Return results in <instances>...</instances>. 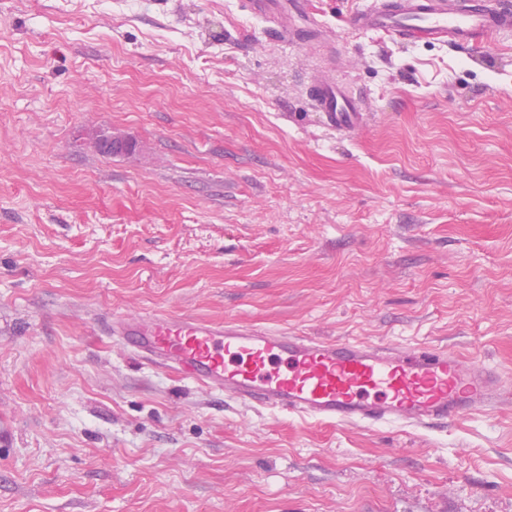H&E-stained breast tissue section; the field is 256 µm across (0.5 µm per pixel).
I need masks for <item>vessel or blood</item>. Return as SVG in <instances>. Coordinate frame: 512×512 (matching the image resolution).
<instances>
[{
  "label": "vessel or blood",
  "mask_w": 512,
  "mask_h": 512,
  "mask_svg": "<svg viewBox=\"0 0 512 512\" xmlns=\"http://www.w3.org/2000/svg\"><path fill=\"white\" fill-rule=\"evenodd\" d=\"M245 3L272 23L280 43L318 30L311 0ZM350 24L397 41L477 50L512 32V0H372ZM309 100L339 131L359 126L367 110L365 96L324 71L313 76ZM108 328L141 359L206 390L318 421L424 427L512 406V380L448 348L321 339L165 310L115 315Z\"/></svg>",
  "instance_id": "1"
}]
</instances>
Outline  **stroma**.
<instances>
[{"mask_svg":"<svg viewBox=\"0 0 512 512\" xmlns=\"http://www.w3.org/2000/svg\"><path fill=\"white\" fill-rule=\"evenodd\" d=\"M363 3L314 0L319 52L241 0H0V512H512V407L317 422L108 333L171 310L512 377V35H356ZM322 67L369 93L358 128L308 105ZM93 139L97 145L104 147L111 154H128L134 151L136 147V143L131 138L113 134L108 135L101 131H96L93 134ZM99 151L108 154L104 150Z\"/></svg>","mask_w":512,"mask_h":512,"instance_id":"1","label":"stroma"}]
</instances>
